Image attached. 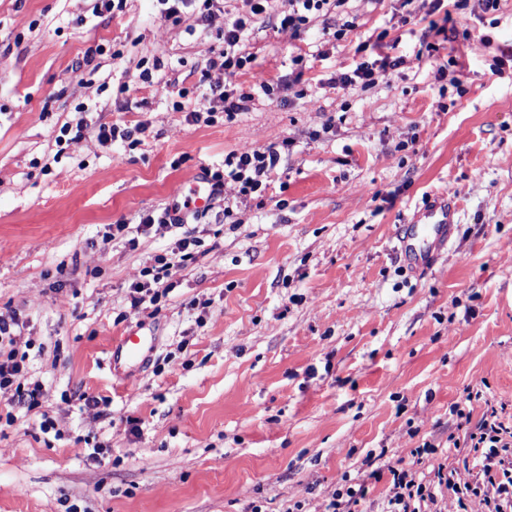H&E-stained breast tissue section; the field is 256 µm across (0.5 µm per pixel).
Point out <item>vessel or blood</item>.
Returning a JSON list of instances; mask_svg holds the SVG:
<instances>
[{"instance_id": "vessel-or-blood-1", "label": "vessel or blood", "mask_w": 512, "mask_h": 512, "mask_svg": "<svg viewBox=\"0 0 512 512\" xmlns=\"http://www.w3.org/2000/svg\"><path fill=\"white\" fill-rule=\"evenodd\" d=\"M460 210L454 191L434 194L418 219L401 228L398 253L413 267L427 268L436 263L448 245ZM145 342L137 333H124L112 345L113 358L134 360L141 357Z\"/></svg>"}]
</instances>
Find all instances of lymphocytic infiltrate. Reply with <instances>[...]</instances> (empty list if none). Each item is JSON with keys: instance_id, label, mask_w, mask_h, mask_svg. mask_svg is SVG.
<instances>
[{"instance_id": "lymphocytic-infiltrate-1", "label": "lymphocytic infiltrate", "mask_w": 512, "mask_h": 512, "mask_svg": "<svg viewBox=\"0 0 512 512\" xmlns=\"http://www.w3.org/2000/svg\"><path fill=\"white\" fill-rule=\"evenodd\" d=\"M268 0H251L250 17L227 18L224 21V42L215 59L210 62V73L203 79L208 83L209 93L205 103L188 112L192 123H199L204 116L216 111L234 114L247 110L250 94L229 89L223 78L234 75L250 62L251 56L243 49L246 31L251 16L265 13ZM398 62L389 55L369 61L362 60L348 72L337 73L332 83L343 89L366 88L374 85L379 76L397 67ZM279 151L271 147L263 151L229 154L224 160L223 172L214 174L215 188H222L225 179L239 185L241 196H249L266 185L278 162ZM196 239H179L170 252L157 256L152 268L144 270L143 278L133 286L132 304L158 303L170 285L168 277L172 268L184 265L193 257ZM25 323L19 316L0 317V392L15 391L18 397L27 400L29 406H38L44 386L30 379L28 356L20 352L17 340L22 335ZM467 404H483L480 419H473L465 407L455 408L457 428L462 431V445L472 453L476 470L461 475L456 468L439 464L436 483H424L410 478L401 465H387L386 469H374L371 479L389 475L391 490L385 512H427L436 504L441 492L452 493L458 506L473 501L480 505L481 512H512V422L502 421L506 409L504 402L495 398L487 381H479L477 387H466Z\"/></svg>"}]
</instances>
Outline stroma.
<instances>
[{
	"label": "stroma",
	"mask_w": 512,
	"mask_h": 512,
	"mask_svg": "<svg viewBox=\"0 0 512 512\" xmlns=\"http://www.w3.org/2000/svg\"><path fill=\"white\" fill-rule=\"evenodd\" d=\"M121 2L0 0V316L25 320L17 347L46 385L35 408L0 395V512H325L383 451L431 444L420 479L463 467L448 437L466 387L512 401V0H345L298 37L272 0L229 79L249 111L208 126L187 112L249 4L221 0L205 25L195 6L173 22ZM381 34L401 65L365 91L331 85ZM80 106L91 131L60 141ZM101 124L145 130L103 145ZM285 139L247 202L228 180L180 226L138 231L199 170ZM445 189L459 222L420 275L395 235ZM182 237L194 260L159 305L132 306ZM130 329L144 354L113 363Z\"/></svg>",
	"instance_id": "1"
}]
</instances>
